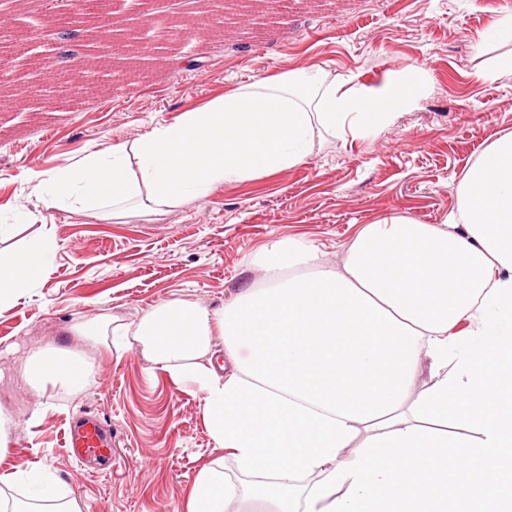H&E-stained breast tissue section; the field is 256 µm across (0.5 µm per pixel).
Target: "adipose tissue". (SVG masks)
I'll return each instance as SVG.
<instances>
[{"label": "adipose tissue", "mask_w": 512, "mask_h": 512, "mask_svg": "<svg viewBox=\"0 0 512 512\" xmlns=\"http://www.w3.org/2000/svg\"><path fill=\"white\" fill-rule=\"evenodd\" d=\"M423 65L378 84L320 65L229 88L133 140L38 183L46 210L163 215L216 185L298 166L331 139L366 136L420 108ZM437 224L392 214L363 225L339 262L303 237L261 247V281L211 309L182 297L137 321L76 324L101 346L120 337L201 396L204 424L239 485L195 477L184 512H512V132L468 166ZM52 238L0 258V310L53 265ZM90 364L46 345L26 372L39 392L81 390ZM314 476L301 485L298 475ZM34 495L0 512H79L51 474L15 468L0 485Z\"/></svg>", "instance_id": "obj_1"}]
</instances>
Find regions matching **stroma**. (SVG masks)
<instances>
[{
	"mask_svg": "<svg viewBox=\"0 0 512 512\" xmlns=\"http://www.w3.org/2000/svg\"><path fill=\"white\" fill-rule=\"evenodd\" d=\"M274 21V35L245 9L225 34L207 35L202 66L158 35L150 56L136 60L143 86L101 81L83 96L68 81L39 72L14 74L0 86V253L50 234L53 269L15 306L0 312V411L12 419L0 474L19 465L43 469L81 512H182L197 472L219 461L203 422L200 396L188 385L150 374L138 348L107 356L73 324L102 313L138 319L173 296L221 308L256 278L248 260L267 243L301 235L328 261L364 224L397 213L436 224L456 206L457 184L496 137L512 132V71L478 75L475 45L489 10L505 0H294ZM432 71L433 89L420 109L377 134L335 141L294 168L216 186L170 213L103 214L45 211L23 173L43 174L117 141H131L181 113L205 106L230 86L301 64L337 77L374 82L414 64ZM45 79V112L10 103L28 82ZM81 352L93 364L77 394L28 381L29 356L47 343ZM85 412L112 429V461L93 473L70 456L63 434Z\"/></svg>",
	"mask_w": 512,
	"mask_h": 512,
	"instance_id": "1",
	"label": "stroma"
}]
</instances>
